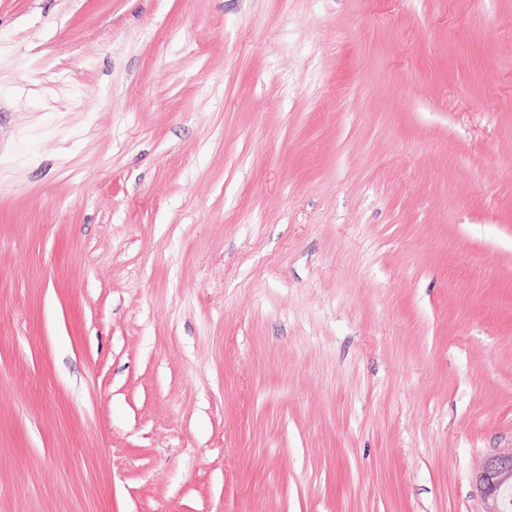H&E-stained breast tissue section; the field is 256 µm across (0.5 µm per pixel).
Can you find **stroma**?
<instances>
[{"label": "stroma", "instance_id": "obj_1", "mask_svg": "<svg viewBox=\"0 0 512 512\" xmlns=\"http://www.w3.org/2000/svg\"><path fill=\"white\" fill-rule=\"evenodd\" d=\"M512 451V0H0V512H483ZM475 484L486 504L484 512L512 510V452L488 456L475 475Z\"/></svg>", "mask_w": 512, "mask_h": 512}]
</instances>
